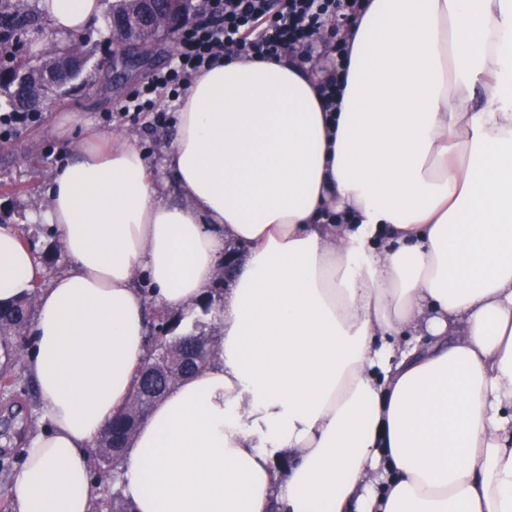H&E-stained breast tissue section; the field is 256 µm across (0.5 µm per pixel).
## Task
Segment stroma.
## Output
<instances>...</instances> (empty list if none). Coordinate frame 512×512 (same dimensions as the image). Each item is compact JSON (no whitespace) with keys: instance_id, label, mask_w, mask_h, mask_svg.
Wrapping results in <instances>:
<instances>
[{"instance_id":"1","label":"stroma","mask_w":512,"mask_h":512,"mask_svg":"<svg viewBox=\"0 0 512 512\" xmlns=\"http://www.w3.org/2000/svg\"><path fill=\"white\" fill-rule=\"evenodd\" d=\"M92 57L83 76L62 100L42 112L37 123L21 129L9 141H0V222L22 229L33 241L45 280H52L69 266L60 241L48 228H37L34 216L47 205L52 172L71 157L67 142L54 133L58 117L77 112L101 129L136 139L155 172L163 170V147L173 135L172 126L155 127L153 116L116 119L115 113L132 92L152 72L166 67L174 49L172 35L160 34L156 49L129 78H109L100 68L108 57V21H100L89 31Z\"/></svg>"}]
</instances>
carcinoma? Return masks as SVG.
<instances>
[{
  "instance_id": "1",
  "label": "carcinoma",
  "mask_w": 512,
  "mask_h": 512,
  "mask_svg": "<svg viewBox=\"0 0 512 512\" xmlns=\"http://www.w3.org/2000/svg\"><path fill=\"white\" fill-rule=\"evenodd\" d=\"M38 0H0V97L13 112H38L37 101L46 96H61L81 70L70 66L69 41L54 40V56L46 48L31 47L33 38L46 32ZM27 75L20 85L6 80L9 75ZM34 295L0 303V394L13 397L22 377L16 366L27 347L24 332L36 315ZM182 315L154 310L147 321L146 357L142 366L149 371L151 387L135 390L133 396L107 425L97 444L99 497L94 512H133V506L120 490L122 455L127 441L140 420L157 400L183 378L210 364L217 356L218 337L205 331L181 334Z\"/></svg>"
}]
</instances>
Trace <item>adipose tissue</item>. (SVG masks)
I'll list each match as a JSON object with an SVG mask.
<instances>
[{"instance_id":"obj_1","label":"adipose tissue","mask_w":512,"mask_h":512,"mask_svg":"<svg viewBox=\"0 0 512 512\" xmlns=\"http://www.w3.org/2000/svg\"><path fill=\"white\" fill-rule=\"evenodd\" d=\"M38 7L61 36L104 9ZM348 43L335 112L285 56L197 74L164 148L178 203L134 143L59 119L83 138L37 218L69 270L41 285L0 227V301L37 304L13 512H92L148 307L199 303L229 242L215 364L127 445L136 512H512V0H367Z\"/></svg>"}]
</instances>
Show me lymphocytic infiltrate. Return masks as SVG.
<instances>
[{
  "label": "lymphocytic infiltrate",
  "instance_id": "obj_1",
  "mask_svg": "<svg viewBox=\"0 0 512 512\" xmlns=\"http://www.w3.org/2000/svg\"><path fill=\"white\" fill-rule=\"evenodd\" d=\"M208 17L178 30L169 65L154 73L119 107L120 112H150L163 121L161 96L177 100L194 74L212 69L227 54L271 58L291 56L303 64L324 63L322 87L328 108L342 96L346 43L322 49L318 32L325 21L354 23L363 0H210Z\"/></svg>",
  "mask_w": 512,
  "mask_h": 512
}]
</instances>
